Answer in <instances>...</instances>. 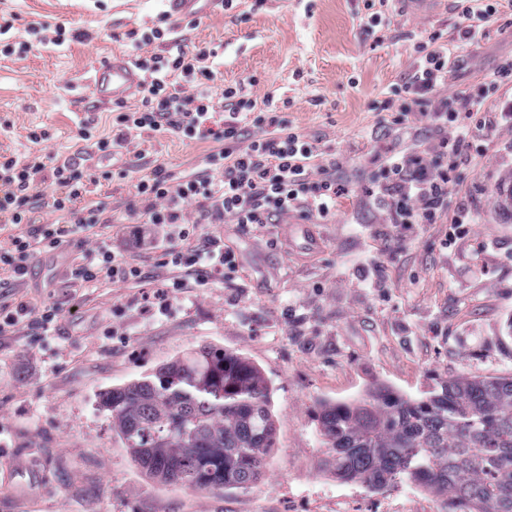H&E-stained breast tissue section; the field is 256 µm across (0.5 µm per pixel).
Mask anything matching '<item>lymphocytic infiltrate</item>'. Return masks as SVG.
I'll return each instance as SVG.
<instances>
[{
  "mask_svg": "<svg viewBox=\"0 0 512 512\" xmlns=\"http://www.w3.org/2000/svg\"><path fill=\"white\" fill-rule=\"evenodd\" d=\"M175 28L165 17L148 31L128 32L144 74L137 105L113 104L109 133H100L91 120L78 127L80 141L115 159L133 137L146 133L219 144L192 172L156 164L125 202L138 223L132 245L161 257L162 273L142 298L147 312L168 310L186 289L237 278L235 253L225 249L223 237L204 232V225L259 227L288 215L324 219L346 191L342 163L334 152L307 141L272 101L257 104L246 83L216 89L215 49L183 44ZM155 43L163 45V53L143 55V48ZM415 54L411 74L383 109L392 113L393 123L415 119L430 135L416 148L384 154L365 197L380 223L396 228L393 245L419 225L444 224L449 246L468 235L471 224L468 209L448 213L456 171L468 163L475 139L512 129V101L493 117L484 113L488 97L512 84V56L500 61L476 91L450 95L446 87L453 69L436 36L417 45ZM94 181L74 154H0V232L8 235L6 246H0V271L14 281L25 280L34 257L70 245L77 254L69 278L79 287L143 282L141 265L109 242L112 217L106 204L83 201ZM43 212L56 214V221L41 223ZM20 224L26 225V233H14ZM60 317L55 304L0 302V336L15 334L28 321L50 336Z\"/></svg>",
  "mask_w": 512,
  "mask_h": 512,
  "instance_id": "1",
  "label": "lymphocytic infiltrate"
}]
</instances>
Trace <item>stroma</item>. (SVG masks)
<instances>
[{
    "label": "stroma",
    "instance_id": "obj_1",
    "mask_svg": "<svg viewBox=\"0 0 512 512\" xmlns=\"http://www.w3.org/2000/svg\"><path fill=\"white\" fill-rule=\"evenodd\" d=\"M366 0H240L229 12L180 27L185 44L216 47V86L256 78L255 97L274 105L308 139L335 149L347 190L336 211L311 220L314 242L237 224L217 230L238 260L235 285L181 294L167 314L147 317L128 284L84 290L69 282L72 247L35 258L30 275L0 290L7 302L58 303L55 336L34 329L0 336V512H438L439 502L408 482L373 491L322 471L315 432L318 400L348 401L373 381L417 396L434 379L461 374L512 375L511 138L475 142L448 195V212L468 208L470 234L444 247L442 224L421 225L402 251L385 260L379 288L364 287V253L383 249L378 236L356 237L353 224H374L364 188L384 149L415 143L403 125L379 126L377 103L412 71L414 47L437 33L461 65L448 84L470 92L512 56V27L491 17L478 44L461 41L458 10H397L369 27ZM169 0H0V41L28 44L0 56V153L31 147L30 129L45 127L47 154L82 148L67 84L112 51L129 52V31L157 25ZM47 22L92 32V41L32 47L31 25ZM210 140L143 134L122 156L128 179L100 181L91 200L108 203L114 247L129 243L123 207L133 183L155 163L199 167ZM493 248L479 251V243ZM203 343L245 353L273 388L278 442L261 480L221 493L192 491L147 478L130 461L98 395L151 372Z\"/></svg>",
    "mask_w": 512,
    "mask_h": 512
}]
</instances>
